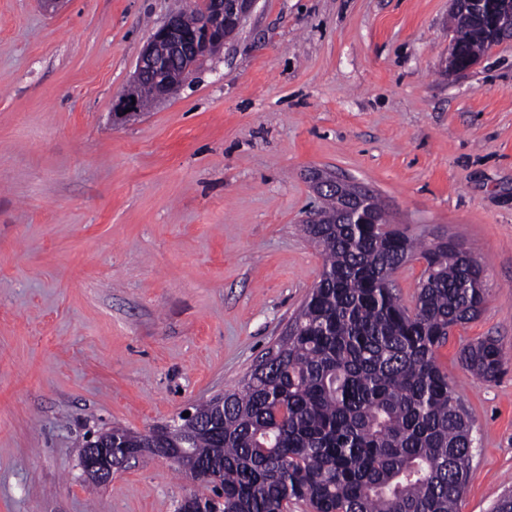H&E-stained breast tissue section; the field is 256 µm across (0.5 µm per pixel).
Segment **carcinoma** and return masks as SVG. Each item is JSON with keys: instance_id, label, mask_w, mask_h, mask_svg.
<instances>
[{"instance_id": "carcinoma-1", "label": "carcinoma", "mask_w": 512, "mask_h": 512, "mask_svg": "<svg viewBox=\"0 0 512 512\" xmlns=\"http://www.w3.org/2000/svg\"><path fill=\"white\" fill-rule=\"evenodd\" d=\"M460 59L494 41L481 21L451 13ZM318 223L303 232L324 256L321 278L277 352L240 388L197 405L204 422L174 423L189 464H210L206 512H456L476 438L436 352L452 327L486 303L483 270L466 248L441 239L426 261L413 307L393 275L421 247L389 223L367 192L350 211L324 194ZM460 362L483 381L506 355L494 338L463 348Z\"/></svg>"}]
</instances>
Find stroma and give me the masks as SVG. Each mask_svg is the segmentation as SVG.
I'll return each mask as SVG.
<instances>
[{
  "label": "stroma",
  "instance_id": "35a3bbf8",
  "mask_svg": "<svg viewBox=\"0 0 512 512\" xmlns=\"http://www.w3.org/2000/svg\"><path fill=\"white\" fill-rule=\"evenodd\" d=\"M193 0H0V512H176L200 483L156 457L105 486L76 450L237 388L323 266L301 226L318 175L448 237L487 302L438 351L477 447L457 512L512 487V39L448 72L451 0H257L177 95L112 108ZM460 362L483 381H493L501 373L506 355L494 338H486L463 348Z\"/></svg>",
  "mask_w": 512,
  "mask_h": 512
}]
</instances>
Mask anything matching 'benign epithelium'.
<instances>
[{
  "label": "benign epithelium",
  "instance_id": "1",
  "mask_svg": "<svg viewBox=\"0 0 512 512\" xmlns=\"http://www.w3.org/2000/svg\"><path fill=\"white\" fill-rule=\"evenodd\" d=\"M257 0H197L198 21L187 27L183 12L170 14L144 46L136 64L133 80L114 104L112 117L122 120L141 109L144 80L152 79L153 94L157 100L169 96L170 82L185 81L201 69L224 43V29L241 26L252 12ZM453 9L470 8L472 14L488 24L490 32H504L512 25V6L508 0H452ZM317 189L344 200L358 197L362 190L334 176H319ZM88 448L81 460L86 478L106 485L112 480L114 469L122 463L150 455L168 459L176 464L182 461L180 449L161 453L154 448H128L112 439V432L92 433L85 438Z\"/></svg>",
  "mask_w": 512,
  "mask_h": 512
}]
</instances>
